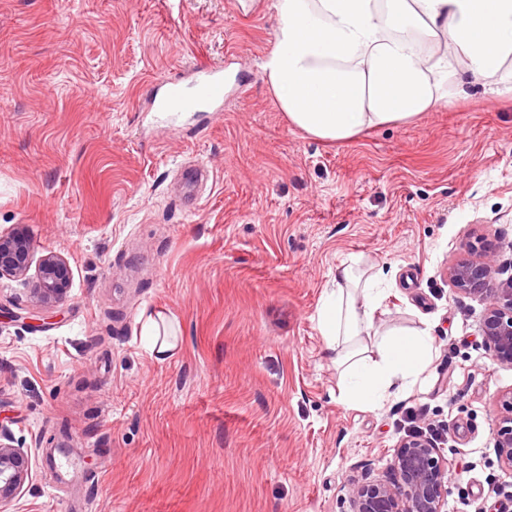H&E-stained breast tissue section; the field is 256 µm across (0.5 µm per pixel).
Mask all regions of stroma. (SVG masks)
<instances>
[{
	"label": "stroma",
	"mask_w": 512,
	"mask_h": 512,
	"mask_svg": "<svg viewBox=\"0 0 512 512\" xmlns=\"http://www.w3.org/2000/svg\"><path fill=\"white\" fill-rule=\"evenodd\" d=\"M273 0H0V233L69 261L52 310L0 280V429L32 458L10 512H351L411 426L444 428L445 512H512L494 448L512 365L446 269L496 250L512 277V98L467 99L345 142L293 128L260 63ZM224 63L222 111L164 130L155 78ZM202 163L192 199L175 184ZM383 269L374 326L433 357L375 408L317 326L341 263ZM173 348L144 341L149 315Z\"/></svg>",
	"instance_id": "obj_1"
}]
</instances>
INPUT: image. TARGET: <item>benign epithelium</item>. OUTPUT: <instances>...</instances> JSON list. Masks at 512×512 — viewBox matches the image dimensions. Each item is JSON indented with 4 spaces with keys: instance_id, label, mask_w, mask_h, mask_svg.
I'll return each mask as SVG.
<instances>
[{
    "instance_id": "7a95c632",
    "label": "benign epithelium",
    "mask_w": 512,
    "mask_h": 512,
    "mask_svg": "<svg viewBox=\"0 0 512 512\" xmlns=\"http://www.w3.org/2000/svg\"><path fill=\"white\" fill-rule=\"evenodd\" d=\"M33 243L24 229L0 234V279L24 280L31 266ZM497 268L487 251L478 259H460L448 266V281L456 290L484 297L483 340L495 358L512 364V279L502 288L492 287ZM71 287L68 260L49 252L39 261L29 295L33 303L50 307ZM498 418L494 438L501 465L512 471V392ZM389 468L394 480L365 477L348 488L352 512H443L448 495V459L427 437L411 438L394 449ZM32 479L28 452L13 445L0 429V507L14 504Z\"/></svg>"
}]
</instances>
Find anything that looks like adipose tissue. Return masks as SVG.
<instances>
[{
  "label": "adipose tissue",
  "instance_id": "ef3b65f1",
  "mask_svg": "<svg viewBox=\"0 0 512 512\" xmlns=\"http://www.w3.org/2000/svg\"><path fill=\"white\" fill-rule=\"evenodd\" d=\"M278 27L261 68L288 122L313 138L345 142L415 121L463 92L461 75L499 79L512 60V0H273ZM378 273L336 269L318 328L343 368L344 402L375 407L418 377L432 354L426 331L376 339Z\"/></svg>",
  "mask_w": 512,
  "mask_h": 512
}]
</instances>
